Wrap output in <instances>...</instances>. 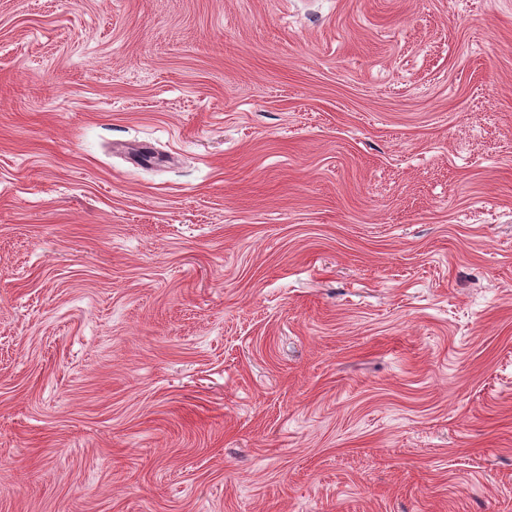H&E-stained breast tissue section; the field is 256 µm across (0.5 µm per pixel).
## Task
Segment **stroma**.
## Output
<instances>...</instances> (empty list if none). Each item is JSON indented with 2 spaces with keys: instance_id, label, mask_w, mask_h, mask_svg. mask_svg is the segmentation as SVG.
<instances>
[{
  "instance_id": "35a3bbf8",
  "label": "stroma",
  "mask_w": 512,
  "mask_h": 512,
  "mask_svg": "<svg viewBox=\"0 0 512 512\" xmlns=\"http://www.w3.org/2000/svg\"><path fill=\"white\" fill-rule=\"evenodd\" d=\"M0 512H512V0H0Z\"/></svg>"
}]
</instances>
